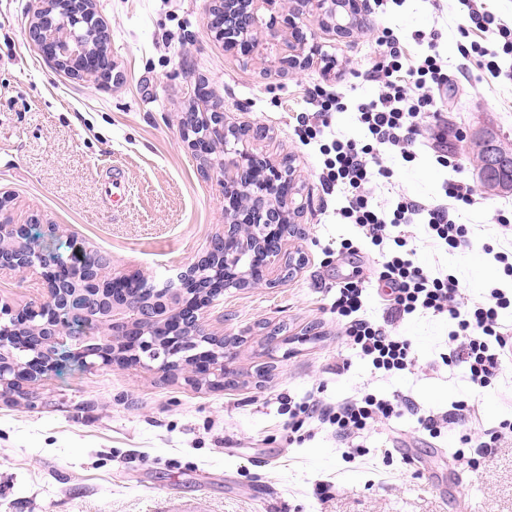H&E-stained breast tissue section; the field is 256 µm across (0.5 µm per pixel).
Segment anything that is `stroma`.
Listing matches in <instances>:
<instances>
[{"instance_id": "obj_1", "label": "stroma", "mask_w": 512, "mask_h": 512, "mask_svg": "<svg viewBox=\"0 0 512 512\" xmlns=\"http://www.w3.org/2000/svg\"><path fill=\"white\" fill-rule=\"evenodd\" d=\"M33 0H0V196L16 221L38 217L56 227L43 245L71 236L112 259L113 272L140 270L163 284L200 255L224 228V195L187 148L180 114L198 81L237 118L264 124L258 151L291 156L313 204L300 219L302 268L273 288L228 289L207 312V324L245 337L238 375L222 390L194 388L148 367L67 366L35 388L33 402L0 398V512H159L169 498L197 501L204 512H512V444L467 449L455 461L462 428L438 438L414 416L382 424L361 444L366 457L348 461L334 436L304 424L293 441L282 405L320 391L336 401L362 389L400 392L424 410L443 412L468 399L482 428L512 419V363L500 387L474 391L464 365H443L448 341L440 318L404 320L416 357L412 372L374 374L355 350L342 347L331 305L348 278L364 281L369 313L383 318L376 250L337 214L342 199L320 181L321 144L340 135L357 140L358 102L380 88L365 72L381 52L383 30L404 42L411 58L417 35L438 34L449 72L466 9L460 0H385L372 7L371 29L352 42L319 33L342 70L326 78L312 68L284 78L264 76L274 56L242 62L208 34V0H93L106 25L119 84L98 88L54 68L30 43ZM341 93L345 111L327 113L311 143L299 138V119L325 94ZM435 118L403 161L384 153L391 178L373 185L392 208L399 195L437 201L452 178L477 184L468 159L475 133L512 140V79L444 82L433 86ZM452 151L457 168L437 161ZM120 170L131 190L115 202L104 184ZM512 220V195L483 196L463 211L470 246L449 252L413 226L415 259L426 269L456 274L465 301L484 299L505 277L486 246L504 243L496 211Z\"/></svg>"}]
</instances>
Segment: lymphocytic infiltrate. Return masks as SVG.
I'll use <instances>...</instances> for the list:
<instances>
[{
	"mask_svg": "<svg viewBox=\"0 0 512 512\" xmlns=\"http://www.w3.org/2000/svg\"><path fill=\"white\" fill-rule=\"evenodd\" d=\"M470 24L461 28L463 37L458 50L463 59L475 60L477 67L490 77H499L503 56H512V25L498 21L486 0H462ZM496 30L498 47H484L481 38ZM386 54L371 71L378 82L377 99L357 104L358 121L366 130L368 143L336 138L321 145L323 181L337 188L343 199L339 215L356 225L364 238L379 249L380 281L390 289V314L377 322L364 311L365 287L350 279L336 290L333 308L344 322V341L367 358L374 370L387 375L411 369L415 364L411 341L397 335L398 322L416 315L446 318L449 352L441 354L442 363L461 361L468 371L472 388L492 386L504 364L512 360V327L500 321L501 310L512 307V292L494 288L485 302L467 303L461 299L462 285L452 274L429 271L414 260L409 248V226L423 225L434 245L454 250L468 246L470 230L458 223L452 206L475 205L473 186L462 181L443 184L445 203L426 204L410 197H399L392 209H384L374 200L371 185L376 177L391 178L392 172L381 165L374 148L384 145L397 152L404 161L414 158L410 150L420 133L424 118L430 114L433 98L425 93L427 82H438L442 59L437 41H430L420 63L406 66L407 54L400 39L384 34ZM412 414L429 437H440L448 425L465 427L477 418L473 404L466 400L452 403L445 412H426L406 396L377 397L355 395L336 403H326L305 395L288 403V426L299 429L315 419L332 427L340 444L350 445L374 424Z\"/></svg>",
	"mask_w": 512,
	"mask_h": 512,
	"instance_id": "obj_1",
	"label": "lymphocytic infiltrate"
}]
</instances>
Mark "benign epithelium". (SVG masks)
Here are the masks:
<instances>
[{
	"label": "benign epithelium",
	"instance_id": "benign-epithelium-1",
	"mask_svg": "<svg viewBox=\"0 0 512 512\" xmlns=\"http://www.w3.org/2000/svg\"><path fill=\"white\" fill-rule=\"evenodd\" d=\"M91 0H37L29 25V40L55 67L106 88L118 82L107 53L108 34L87 17ZM209 30L224 51L251 61L271 45L287 44L276 55L274 71L290 73L321 66L335 73L339 61L325 55L311 22L340 40L368 30L369 0H210ZM179 124L188 148L224 186V231L213 235L197 260L162 285L142 272L111 273L110 259L86 248L78 237L69 240L63 273L28 233L31 218L14 221L9 198L0 197V274L18 272L42 285L41 297L15 305L0 300V396H18L34 405L29 389L39 384L58 357L93 369L127 366L144 360L158 363L166 374H185L194 384L198 376L186 364L192 352L181 332L205 330L222 353L207 363L205 377L214 386L233 381L240 338L207 329L205 316L217 292L201 278L205 269L217 271L224 288L274 287L300 269L290 238L301 233L297 218L310 205L303 195L296 168L288 157L277 159L254 151L252 144L268 137L261 124L237 122L216 102L210 111L181 113ZM224 157H213L216 144ZM135 280L137 297L117 284ZM81 319L79 328L63 314Z\"/></svg>",
	"mask_w": 512,
	"mask_h": 512
}]
</instances>
